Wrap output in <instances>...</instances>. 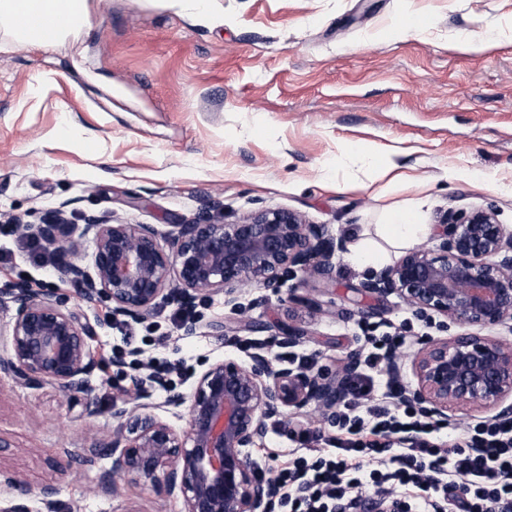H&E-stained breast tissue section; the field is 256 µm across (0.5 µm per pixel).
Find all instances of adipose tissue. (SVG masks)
I'll return each mask as SVG.
<instances>
[{"mask_svg":"<svg viewBox=\"0 0 512 512\" xmlns=\"http://www.w3.org/2000/svg\"><path fill=\"white\" fill-rule=\"evenodd\" d=\"M92 25L89 0H0V31L21 42L50 46ZM429 231V225L417 223L414 211H406L378 226V241L352 245L347 259L362 268L378 265L384 259L381 243L402 247Z\"/></svg>","mask_w":512,"mask_h":512,"instance_id":"1","label":"adipose tissue"}]
</instances>
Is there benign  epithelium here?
Returning a JSON list of instances; mask_svg holds the SVG:
<instances>
[{"mask_svg":"<svg viewBox=\"0 0 512 512\" xmlns=\"http://www.w3.org/2000/svg\"><path fill=\"white\" fill-rule=\"evenodd\" d=\"M83 228L60 208L41 223L24 224L26 235L58 253L59 268L80 287V298L112 302V315L143 319L163 297L182 308L215 295L238 312L245 288L274 293L294 278L332 279L339 244L324 225L300 214L265 208L235 224L194 219L162 237L151 224H115L82 216ZM91 240V267L81 263L74 235ZM435 247L405 252L362 284L385 298L397 295L415 312L440 315L462 331L421 342L404 398L427 405L440 419L463 408L512 413V344L472 329L512 322V229L494 212L473 209L448 216ZM12 312L9 355L0 374L24 387L51 386L80 392L84 412L98 414L96 361L88 339L95 328L66 308L48 289L20 280L0 289V311ZM304 332L288 329L279 347L297 346ZM250 363L228 358L208 365L190 393L173 389L162 372L130 377L128 397L112 405V430L97 438L96 456L112 459L96 491H117L118 481L163 485L184 498V512H270L280 486L250 462L246 449L266 433L268 421L309 406L316 421L330 423L359 370L352 354L335 373L303 367L273 368L269 347L252 343ZM154 389L165 403L185 408V428L176 430L144 402ZM0 488L21 499L30 490L19 477ZM57 489L39 490L45 512H58Z\"/></svg>","mask_w":512,"mask_h":512,"instance_id":"obj_1","label":"benign epithelium"}]
</instances>
